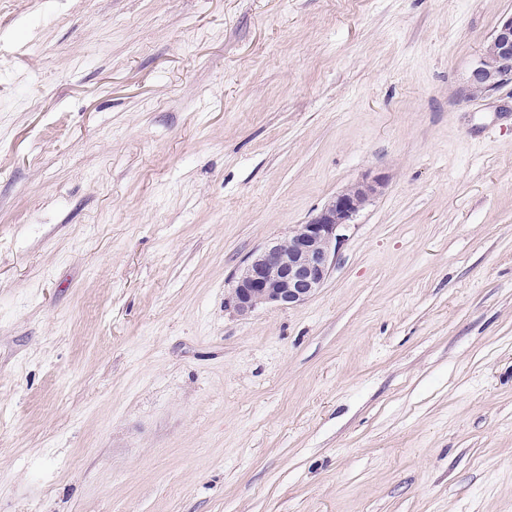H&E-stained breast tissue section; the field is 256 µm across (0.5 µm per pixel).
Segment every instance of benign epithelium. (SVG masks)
Wrapping results in <instances>:
<instances>
[{
    "label": "benign epithelium",
    "mask_w": 512,
    "mask_h": 512,
    "mask_svg": "<svg viewBox=\"0 0 512 512\" xmlns=\"http://www.w3.org/2000/svg\"><path fill=\"white\" fill-rule=\"evenodd\" d=\"M512 83V17L500 23L470 73L471 95H487ZM382 185L367 177L337 194L311 220L300 224L285 244L255 251L234 277L226 304L240 315L275 305L305 302L327 281L336 260L339 231L349 225Z\"/></svg>",
    "instance_id": "obj_1"
}]
</instances>
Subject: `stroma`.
<instances>
[{"label": "stroma", "instance_id": "obj_1", "mask_svg": "<svg viewBox=\"0 0 512 512\" xmlns=\"http://www.w3.org/2000/svg\"><path fill=\"white\" fill-rule=\"evenodd\" d=\"M511 16L0 0V512H512ZM368 174L317 294L225 307ZM512 83V17L500 23L470 73V95H487Z\"/></svg>", "mask_w": 512, "mask_h": 512}]
</instances>
